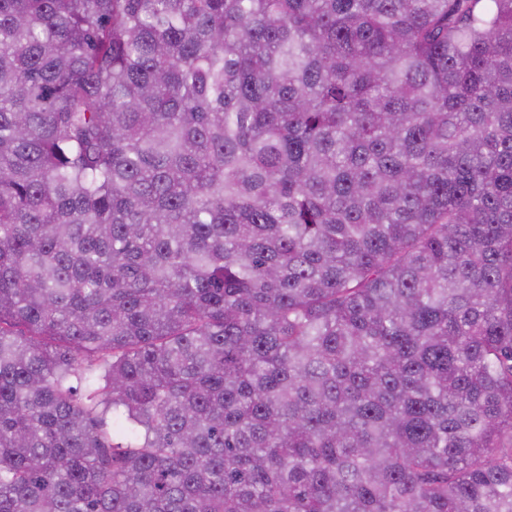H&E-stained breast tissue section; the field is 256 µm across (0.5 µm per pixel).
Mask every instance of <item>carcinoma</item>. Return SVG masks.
I'll return each instance as SVG.
<instances>
[{"label": "carcinoma", "mask_w": 512, "mask_h": 512, "mask_svg": "<svg viewBox=\"0 0 512 512\" xmlns=\"http://www.w3.org/2000/svg\"><path fill=\"white\" fill-rule=\"evenodd\" d=\"M0 512H512V0H0Z\"/></svg>", "instance_id": "carcinoma-1"}]
</instances>
